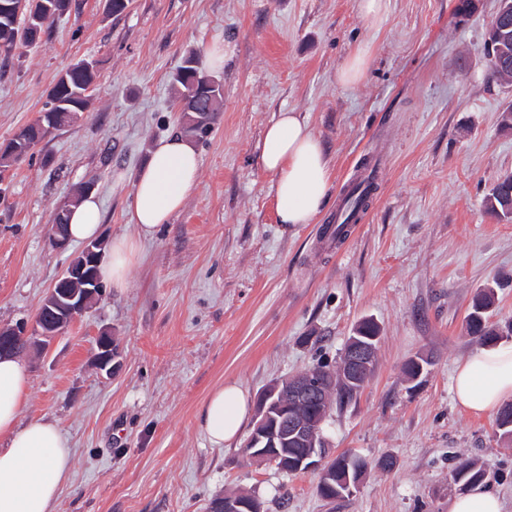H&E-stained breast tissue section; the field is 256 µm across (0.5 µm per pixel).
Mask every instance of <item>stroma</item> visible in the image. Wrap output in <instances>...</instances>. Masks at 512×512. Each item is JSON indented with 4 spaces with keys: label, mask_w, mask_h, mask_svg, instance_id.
Masks as SVG:
<instances>
[{
    "label": "stroma",
    "mask_w": 512,
    "mask_h": 512,
    "mask_svg": "<svg viewBox=\"0 0 512 512\" xmlns=\"http://www.w3.org/2000/svg\"><path fill=\"white\" fill-rule=\"evenodd\" d=\"M357 0H74L40 47L0 57V142L35 119L58 76L95 62L91 105L6 172L0 194V325L32 320L82 245L49 243L51 220L91 180L105 239L133 236V181L153 144L181 126L173 76L223 39L224 107L195 147L199 183L144 241L123 290L107 288L24 360L25 418L58 423L73 467L57 512H206L223 489L263 512H448L462 461L482 466L512 512V438L495 414L457 406V364L478 348L465 330L476 293L493 288L491 324H512V223L484 200L512 173L501 115L512 84L488 76L483 43L498 0H389L369 27ZM364 78L337 83L358 47ZM306 119L331 158V199L309 224H281L275 178L260 164L279 112ZM377 168V189L343 240L332 233L341 187ZM380 327L377 364L357 397L333 409L329 447L369 462L353 496L332 503L317 472L250 465L242 441L216 448L198 423L225 381L258 400L273 381L335 364L355 326ZM119 343L113 377L93 356L103 329ZM429 363L407 380L406 363ZM393 467H385V459Z\"/></svg>",
    "instance_id": "35a3bbf8"
}]
</instances>
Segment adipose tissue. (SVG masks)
<instances>
[{
    "mask_svg": "<svg viewBox=\"0 0 512 512\" xmlns=\"http://www.w3.org/2000/svg\"><path fill=\"white\" fill-rule=\"evenodd\" d=\"M260 161L274 175L275 208L283 224H308L326 206L331 168L321 139L297 112L279 113L265 130ZM200 174L199 155L184 137L174 134L158 141L147 164L138 172L130 209L138 237L113 238L100 273L113 288L124 289L127 271L138 258L142 239L169 223L194 192ZM102 208L94 196L84 197L68 211L70 240L99 238ZM31 381L18 356H0V512H56L67 483L73 452L56 422L23 420ZM452 391L456 404L476 415L492 413L512 397V343L479 348L461 361ZM250 410L247 392L237 383L216 387L203 403L198 422L209 443L233 442Z\"/></svg>",
    "mask_w": 512,
    "mask_h": 512,
    "instance_id": "1",
    "label": "adipose tissue"
}]
</instances>
